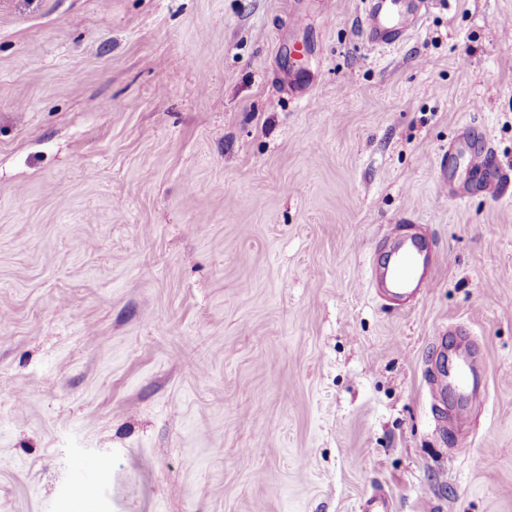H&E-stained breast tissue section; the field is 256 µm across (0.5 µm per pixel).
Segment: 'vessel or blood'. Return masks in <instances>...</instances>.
Returning a JSON list of instances; mask_svg holds the SVG:
<instances>
[{
  "label": "vessel or blood",
  "instance_id": "obj_1",
  "mask_svg": "<svg viewBox=\"0 0 512 512\" xmlns=\"http://www.w3.org/2000/svg\"><path fill=\"white\" fill-rule=\"evenodd\" d=\"M430 3L431 0H368L362 29L372 44L395 45L422 24ZM469 167L488 197H501L512 188V174L495 166L488 152L474 154ZM389 240L385 259L370 264V281L381 297L406 304L431 287L438 255L430 249L426 231L417 224L407 229L399 224L392 226ZM431 384L435 394L448 402L445 426L460 424L480 388L472 351L461 356L454 374H434Z\"/></svg>",
  "mask_w": 512,
  "mask_h": 512
}]
</instances>
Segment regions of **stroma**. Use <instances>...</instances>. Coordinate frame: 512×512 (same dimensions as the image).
<instances>
[{
    "mask_svg": "<svg viewBox=\"0 0 512 512\" xmlns=\"http://www.w3.org/2000/svg\"><path fill=\"white\" fill-rule=\"evenodd\" d=\"M365 7L0 0V512H512V191L456 189L512 170V0L388 47ZM451 326L487 384L447 433ZM469 167L488 197H502L511 186V176L495 166L487 150L474 154ZM402 225L391 227L386 258L371 262L370 281L381 297L406 304L431 287L438 254L430 249L423 227L412 224L404 229Z\"/></svg>",
    "mask_w": 512,
    "mask_h": 512,
    "instance_id": "obj_1",
    "label": "stroma"
}]
</instances>
